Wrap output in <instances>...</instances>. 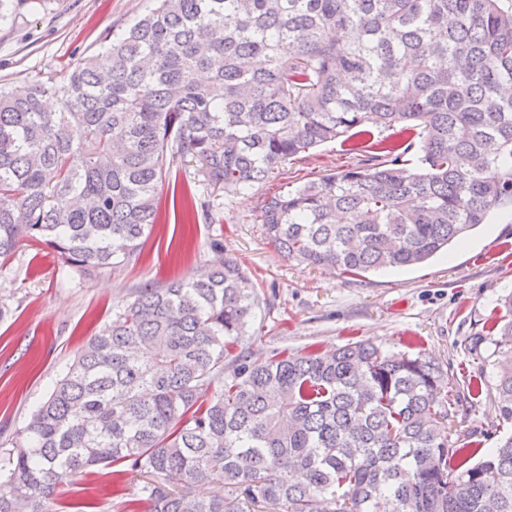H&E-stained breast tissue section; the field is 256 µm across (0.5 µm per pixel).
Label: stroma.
<instances>
[{
	"label": "stroma",
	"instance_id": "35a3bbf8",
	"mask_svg": "<svg viewBox=\"0 0 512 512\" xmlns=\"http://www.w3.org/2000/svg\"><path fill=\"white\" fill-rule=\"evenodd\" d=\"M154 0H46L39 9L17 6L0 21V86L21 93L37 81L61 86L81 59L98 53L107 36L121 32ZM368 144L320 145L285 164L265 183L238 194L206 185L186 164L172 169L158 201L159 221L138 260L116 274L86 277L63 267L44 244L19 248L0 268V458L31 412L52 391L80 346L111 323L131 292L151 283L207 275L215 259L236 258L261 299L240 351L337 349L368 341L383 349L425 353L447 372L460 395L472 381L482 387L472 406L451 423L472 448L495 447L512 433L496 405V369L511 351L494 346L499 299L512 293V210L493 214L448 253L401 270L360 276L306 266L284 258L266 239L253 214L274 193L338 172L371 156ZM189 189L211 201L212 219L176 222L173 201ZM483 336L482 360L469 352ZM142 476L115 484L112 469L98 466L59 485L56 512L93 503L96 512H123L140 497Z\"/></svg>",
	"mask_w": 512,
	"mask_h": 512
}]
</instances>
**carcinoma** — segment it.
Segmentation results:
<instances>
[{"label":"carcinoma","instance_id":"carcinoma-1","mask_svg":"<svg viewBox=\"0 0 512 512\" xmlns=\"http://www.w3.org/2000/svg\"><path fill=\"white\" fill-rule=\"evenodd\" d=\"M508 86L512 0H157L66 85L0 88V265L36 240L81 275L115 272L172 168L237 194L372 128L395 137L268 197L254 222L307 266L422 264L512 209ZM258 306L233 258L136 289L16 432L0 512H52L62 480L98 465L149 476L126 512H512V435L452 439L433 361L362 341L235 355ZM503 307L499 347L512 295ZM496 394L512 420V356ZM213 478L224 494L179 488Z\"/></svg>","mask_w":512,"mask_h":512}]
</instances>
